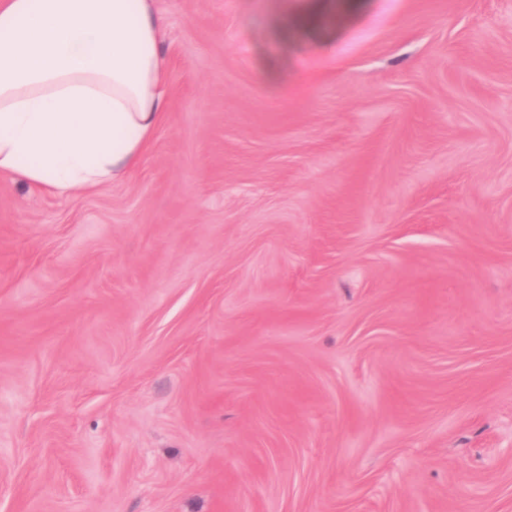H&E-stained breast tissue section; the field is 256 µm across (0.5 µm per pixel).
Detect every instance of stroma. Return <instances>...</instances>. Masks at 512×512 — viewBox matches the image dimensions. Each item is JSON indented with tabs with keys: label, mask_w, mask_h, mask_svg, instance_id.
Listing matches in <instances>:
<instances>
[{
	"label": "stroma",
	"mask_w": 512,
	"mask_h": 512,
	"mask_svg": "<svg viewBox=\"0 0 512 512\" xmlns=\"http://www.w3.org/2000/svg\"><path fill=\"white\" fill-rule=\"evenodd\" d=\"M120 183L0 175V512H512V0H154Z\"/></svg>",
	"instance_id": "35a3bbf8"
}]
</instances>
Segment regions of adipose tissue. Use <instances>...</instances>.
Masks as SVG:
<instances>
[{"label": "adipose tissue", "mask_w": 512, "mask_h": 512, "mask_svg": "<svg viewBox=\"0 0 512 512\" xmlns=\"http://www.w3.org/2000/svg\"><path fill=\"white\" fill-rule=\"evenodd\" d=\"M163 39L151 0H0V174L123 180L168 112Z\"/></svg>", "instance_id": "1"}]
</instances>
